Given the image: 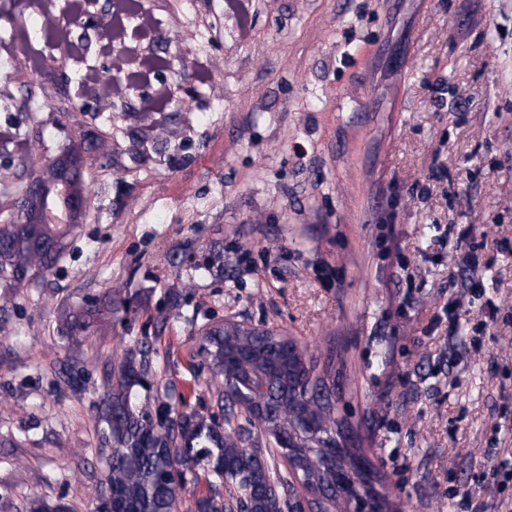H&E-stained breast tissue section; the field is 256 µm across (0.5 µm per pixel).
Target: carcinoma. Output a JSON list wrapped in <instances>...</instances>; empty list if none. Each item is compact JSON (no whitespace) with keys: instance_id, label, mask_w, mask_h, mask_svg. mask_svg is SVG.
<instances>
[{"instance_id":"obj_1","label":"carcinoma","mask_w":512,"mask_h":512,"mask_svg":"<svg viewBox=\"0 0 512 512\" xmlns=\"http://www.w3.org/2000/svg\"><path fill=\"white\" fill-rule=\"evenodd\" d=\"M93 142L81 139L63 146L41 163L34 179L41 186L39 201L28 200L21 216L6 215L0 224V309L12 304L20 289L46 273L66 250L76 224H43L40 206L51 203V186L68 166L80 167ZM127 309L122 291H110L101 303H86L62 317L66 338L74 345L89 336L105 316ZM150 342H133L112 365L95 419L103 447L109 449L94 499L95 512H180L188 486L207 475L208 493L194 501V512H275L297 507L282 498L295 483L309 492L327 494L313 503L329 512L342 508L336 500L341 475L350 495H368L356 473L367 456L358 445L341 451L330 447V433L345 426L329 399L328 370L315 373L305 350L286 333L262 334L232 321L206 325L194 338L210 378L217 411L204 416L173 409L168 392L154 399L155 408L135 403L136 388L150 375ZM305 411L319 417L327 436H309L301 425ZM259 430L279 451L294 480L285 482L280 468L253 448L244 446L242 425ZM294 434L291 448L281 447L280 434Z\"/></svg>"}]
</instances>
